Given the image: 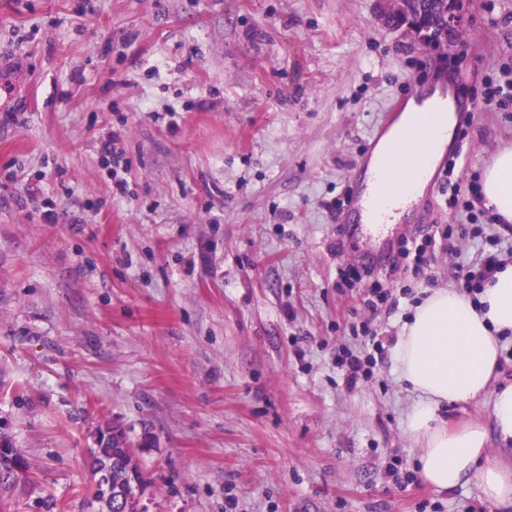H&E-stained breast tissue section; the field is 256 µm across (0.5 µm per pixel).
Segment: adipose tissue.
I'll return each instance as SVG.
<instances>
[{"instance_id":"adipose-tissue-1","label":"adipose tissue","mask_w":512,"mask_h":512,"mask_svg":"<svg viewBox=\"0 0 512 512\" xmlns=\"http://www.w3.org/2000/svg\"><path fill=\"white\" fill-rule=\"evenodd\" d=\"M483 193L512 222V148L486 168ZM512 337V263L500 266L478 296L438 288L417 305L394 347L401 381L416 400L406 431L420 447L418 475L440 491L475 484L491 504L512 507V465L485 458L489 432L512 441V383L491 387L506 337ZM491 404V426L440 422L443 404Z\"/></svg>"}]
</instances>
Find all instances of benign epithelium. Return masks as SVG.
<instances>
[{
    "instance_id": "1",
    "label": "benign epithelium",
    "mask_w": 512,
    "mask_h": 512,
    "mask_svg": "<svg viewBox=\"0 0 512 512\" xmlns=\"http://www.w3.org/2000/svg\"><path fill=\"white\" fill-rule=\"evenodd\" d=\"M382 19L401 30L416 44L430 47L448 41V35L459 28L462 14L458 0H438L434 7L426 0H381ZM10 440L0 433V462L10 468L21 467V459L15 449L9 447ZM116 469L127 471L128 487H139L138 479L127 461L121 457L104 458L99 464L98 484L95 497L101 504L99 512H120L124 503V490L113 488L112 473Z\"/></svg>"
}]
</instances>
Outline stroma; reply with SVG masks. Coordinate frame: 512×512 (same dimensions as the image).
I'll return each mask as SVG.
<instances>
[{
	"instance_id": "35a3bbf8",
	"label": "stroma",
	"mask_w": 512,
	"mask_h": 512,
	"mask_svg": "<svg viewBox=\"0 0 512 512\" xmlns=\"http://www.w3.org/2000/svg\"><path fill=\"white\" fill-rule=\"evenodd\" d=\"M461 13L423 48L376 0H0V427L26 464L0 512H90L107 422L131 430L147 512H499L416 478L393 347L512 223L437 192L428 262L372 335L353 332L370 282L340 284L366 248L336 202L391 104L433 61L477 99L512 71V0ZM463 143L465 187L512 146V97ZM343 349L375 355L369 381L346 384Z\"/></svg>"
}]
</instances>
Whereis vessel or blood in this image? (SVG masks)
<instances>
[{"mask_svg":"<svg viewBox=\"0 0 512 512\" xmlns=\"http://www.w3.org/2000/svg\"><path fill=\"white\" fill-rule=\"evenodd\" d=\"M467 85L466 73L451 64L434 70L429 89L449 100L456 120L460 121L476 111ZM398 133L393 116H386L352 175L344 221L352 225L355 240L368 246L385 241L389 225L417 218L439 189L449 157L461 145L458 139L440 135L435 144L414 153L411 179L403 187L393 189L385 183L383 173L396 163L397 156L395 152L384 151L383 146Z\"/></svg>","mask_w":512,"mask_h":512,"instance_id":"1","label":"vessel or blood"}]
</instances>
